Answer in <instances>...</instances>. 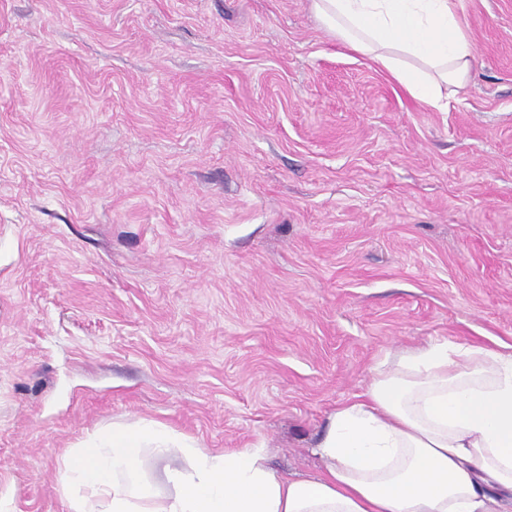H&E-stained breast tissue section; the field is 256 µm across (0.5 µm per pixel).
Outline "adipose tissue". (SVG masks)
I'll return each instance as SVG.
<instances>
[{
  "mask_svg": "<svg viewBox=\"0 0 512 512\" xmlns=\"http://www.w3.org/2000/svg\"><path fill=\"white\" fill-rule=\"evenodd\" d=\"M311 2L333 39L418 103L447 108L467 85L476 59L455 0ZM316 452L319 475L289 478L263 449L211 453L134 424L65 469L73 512H512V352L431 343L386 355Z\"/></svg>",
  "mask_w": 512,
  "mask_h": 512,
  "instance_id": "adipose-tissue-1",
  "label": "adipose tissue"
}]
</instances>
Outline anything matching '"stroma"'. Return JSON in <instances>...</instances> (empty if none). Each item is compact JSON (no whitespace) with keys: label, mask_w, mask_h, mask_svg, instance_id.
Segmentation results:
<instances>
[{"label":"stroma","mask_w":512,"mask_h":512,"mask_svg":"<svg viewBox=\"0 0 512 512\" xmlns=\"http://www.w3.org/2000/svg\"><path fill=\"white\" fill-rule=\"evenodd\" d=\"M439 112L310 0H0V512L131 423L321 473L386 354L512 346V0Z\"/></svg>","instance_id":"35a3bbf8"}]
</instances>
